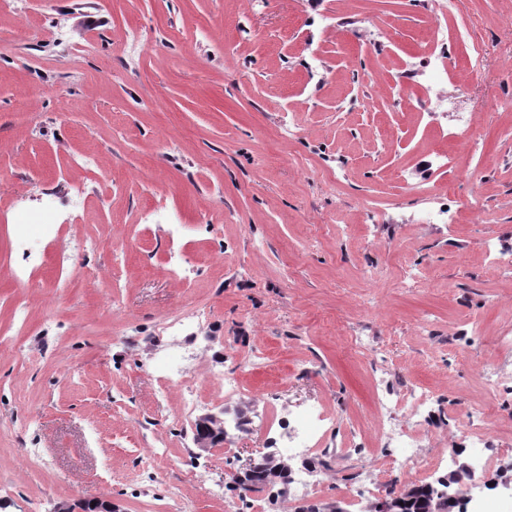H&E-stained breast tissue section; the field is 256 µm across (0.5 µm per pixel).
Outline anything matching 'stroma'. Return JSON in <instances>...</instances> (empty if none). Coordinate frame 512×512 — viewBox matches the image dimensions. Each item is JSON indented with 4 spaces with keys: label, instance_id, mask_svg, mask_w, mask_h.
<instances>
[{
    "label": "stroma",
    "instance_id": "obj_1",
    "mask_svg": "<svg viewBox=\"0 0 512 512\" xmlns=\"http://www.w3.org/2000/svg\"><path fill=\"white\" fill-rule=\"evenodd\" d=\"M440 4L452 67L435 112ZM460 112L474 147L448 139ZM443 183L455 223H421ZM77 190L81 222L43 237L33 213L68 211ZM0 213V512H299L284 493L240 496L229 472L310 407L333 423L313 500L360 512L410 480L381 464V376L438 397L418 467L470 463L461 431L482 409L485 455L512 463V404L479 383L512 327V267L490 255L512 251V0H16L0 14ZM17 224L36 259L25 287L7 272ZM174 364L185 383L161 394ZM227 376L241 391L216 398ZM217 411L226 442L198 452L194 423Z\"/></svg>",
    "mask_w": 512,
    "mask_h": 512
}]
</instances>
